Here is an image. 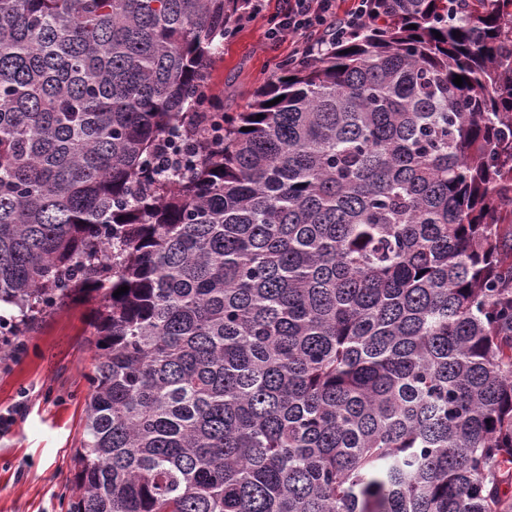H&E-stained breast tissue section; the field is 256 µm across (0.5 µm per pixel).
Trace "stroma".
Masks as SVG:
<instances>
[{
    "mask_svg": "<svg viewBox=\"0 0 512 512\" xmlns=\"http://www.w3.org/2000/svg\"><path fill=\"white\" fill-rule=\"evenodd\" d=\"M285 0H262L260 14L226 40L208 75L207 94L225 111L249 109L295 42L270 45L268 31ZM95 305L73 302L45 315L20 342L0 352V410L24 403L0 436V512H68L75 488L74 455L83 437L88 376L95 351Z\"/></svg>",
    "mask_w": 512,
    "mask_h": 512,
    "instance_id": "35a3bbf8",
    "label": "stroma"
}]
</instances>
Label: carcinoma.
Instances as JSON below:
<instances>
[{
	"label": "carcinoma",
	"mask_w": 512,
	"mask_h": 512,
	"mask_svg": "<svg viewBox=\"0 0 512 512\" xmlns=\"http://www.w3.org/2000/svg\"><path fill=\"white\" fill-rule=\"evenodd\" d=\"M247 2L0 0V328L97 301L70 512H512V0H376L212 138Z\"/></svg>",
	"instance_id": "cac0c4a2"
}]
</instances>
